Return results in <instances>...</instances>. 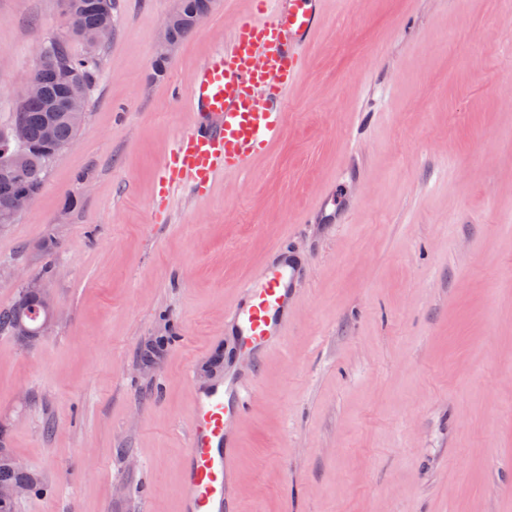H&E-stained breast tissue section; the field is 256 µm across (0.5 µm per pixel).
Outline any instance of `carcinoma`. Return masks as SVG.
I'll use <instances>...</instances> for the list:
<instances>
[{
	"mask_svg": "<svg viewBox=\"0 0 512 512\" xmlns=\"http://www.w3.org/2000/svg\"><path fill=\"white\" fill-rule=\"evenodd\" d=\"M69 4L66 12L71 35L83 44L81 56L71 55L67 46L58 40L48 41L43 50H52L60 61L59 69H48L43 74L46 90L44 98L30 103L23 112H11L5 122H0V225L15 220H5L9 216L5 206L7 199L21 187L16 177L8 174L18 158H25V169L29 183H43V175L54 162L55 157L43 150V135L47 126H52L56 141L64 146L73 143L79 128L64 112H55L51 105L63 100L74 83L84 85L91 91L100 68L101 46L92 41V34L105 22L112 21L116 0H64ZM212 7L211 0H180L176 10L178 20L171 29V39L179 43L192 30L191 15ZM25 122L26 141L16 143L11 138V127L17 118ZM47 318V311L41 299L18 294L13 303L0 309V332L11 333L12 323L24 322L30 331L37 334ZM11 449H3L0 455V487L23 486L31 492L42 490L43 479L40 473L21 467L11 461Z\"/></svg>",
	"mask_w": 512,
	"mask_h": 512,
	"instance_id": "carcinoma-1",
	"label": "carcinoma"
}]
</instances>
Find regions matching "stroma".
I'll return each mask as SVG.
<instances>
[{"mask_svg": "<svg viewBox=\"0 0 512 512\" xmlns=\"http://www.w3.org/2000/svg\"><path fill=\"white\" fill-rule=\"evenodd\" d=\"M179 0H118L75 142L0 228V437L43 477L18 512H179L190 388L255 375L240 512H512V8L322 0L283 137L200 198L158 177L194 72L255 0H216L162 56ZM61 0H0V120ZM165 57L163 76L154 64ZM303 270L283 349L224 331L278 248ZM22 288H24L27 294H41L43 296L45 304L51 313L49 320L45 322L47 318V311L43 306L41 299L37 297H30L27 294H22ZM22 288L11 305L0 309V332L8 333L17 342L19 341L18 338H20L26 343H32L38 337L35 335L29 336L31 334L30 331L37 334L41 329V334L43 336L50 332L54 322L52 320L56 314V304L45 292L41 283L36 279L24 280ZM17 321L24 322L30 331L23 324H16L13 326L11 333L12 323Z\"/></svg>", "mask_w": 512, "mask_h": 512, "instance_id": "stroma-1", "label": "stroma"}]
</instances>
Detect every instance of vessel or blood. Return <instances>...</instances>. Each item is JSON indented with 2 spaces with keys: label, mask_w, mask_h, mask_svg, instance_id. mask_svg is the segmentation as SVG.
<instances>
[{
  "label": "vessel or blood",
  "mask_w": 512,
  "mask_h": 512,
  "mask_svg": "<svg viewBox=\"0 0 512 512\" xmlns=\"http://www.w3.org/2000/svg\"><path fill=\"white\" fill-rule=\"evenodd\" d=\"M256 14L239 18L227 46L199 67L189 97L190 127L166 166L162 192L184 183L195 195L217 171L235 174L282 135L287 91L297 81L318 22L319 0H257ZM299 271L287 256L269 261L261 278L242 284L228 313L233 335L252 352L282 344ZM249 382L233 378L191 393V427L181 461V512H237L226 493L237 437L229 418L247 410Z\"/></svg>",
  "instance_id": "obj_1"
}]
</instances>
